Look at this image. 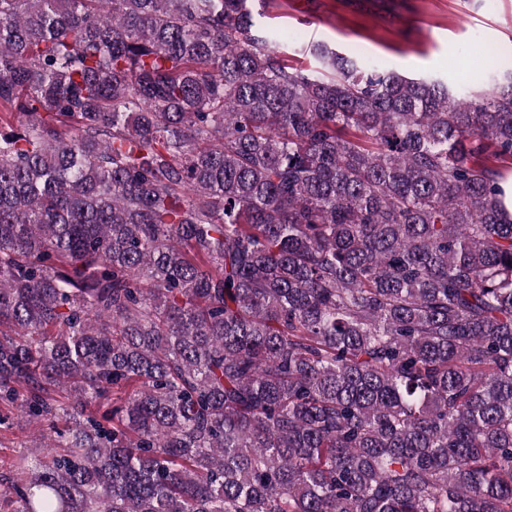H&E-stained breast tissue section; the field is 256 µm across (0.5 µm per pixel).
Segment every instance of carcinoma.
<instances>
[{
    "label": "carcinoma",
    "mask_w": 512,
    "mask_h": 512,
    "mask_svg": "<svg viewBox=\"0 0 512 512\" xmlns=\"http://www.w3.org/2000/svg\"><path fill=\"white\" fill-rule=\"evenodd\" d=\"M251 0H0L12 512H512V73ZM12 429L5 430L0 426V474L12 475L14 465L21 455L33 456L45 451L44 448H34L33 438L37 431L34 423L25 421H9Z\"/></svg>",
    "instance_id": "cac0c4a2"
}]
</instances>
